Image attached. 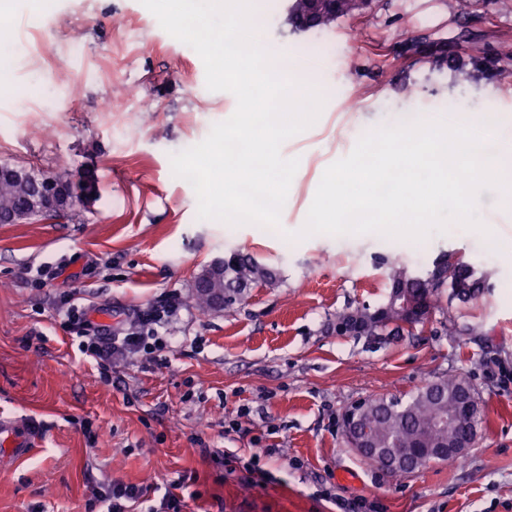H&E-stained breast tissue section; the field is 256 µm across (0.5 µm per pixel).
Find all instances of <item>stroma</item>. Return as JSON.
<instances>
[{"instance_id": "35a3bbf8", "label": "stroma", "mask_w": 512, "mask_h": 512, "mask_svg": "<svg viewBox=\"0 0 512 512\" xmlns=\"http://www.w3.org/2000/svg\"><path fill=\"white\" fill-rule=\"evenodd\" d=\"M254 3L260 42L308 61L324 98L281 146L299 166L277 231L198 219L171 156L237 101L207 89L200 56L141 0H13L4 13L0 165L86 175L96 194L54 220L0 224V416L42 431L28 456L0 457V512H87L92 487L114 482L142 488L134 512L173 483L182 512H337L336 495L362 512H512V195H480L491 240L457 224L417 253L375 233L286 238L326 168L373 129L453 106L512 136V0H371L319 31L292 29L289 0ZM232 249L275 280L200 314L191 284ZM444 251L488 275V292L453 302L457 333L440 313L413 335L337 333V311L385 302L389 261L417 273ZM40 268L54 279L35 283ZM65 295L120 330L134 311L175 304L172 346L93 365L64 326ZM445 373L466 376L484 408L464 465L396 484L345 446L348 405Z\"/></svg>"}]
</instances>
